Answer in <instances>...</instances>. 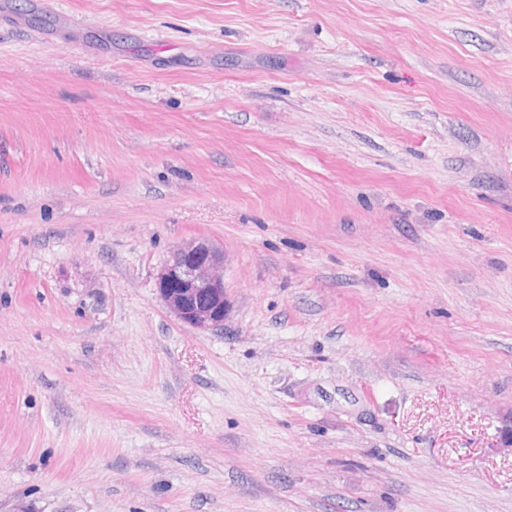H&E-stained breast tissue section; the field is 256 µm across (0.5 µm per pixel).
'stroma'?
<instances>
[{
    "instance_id": "35a3bbf8",
    "label": "stroma",
    "mask_w": 512,
    "mask_h": 512,
    "mask_svg": "<svg viewBox=\"0 0 512 512\" xmlns=\"http://www.w3.org/2000/svg\"><path fill=\"white\" fill-rule=\"evenodd\" d=\"M0 512H512V0H0ZM156 291L180 322L201 332L224 327V249L208 238L176 246L155 277Z\"/></svg>"
}]
</instances>
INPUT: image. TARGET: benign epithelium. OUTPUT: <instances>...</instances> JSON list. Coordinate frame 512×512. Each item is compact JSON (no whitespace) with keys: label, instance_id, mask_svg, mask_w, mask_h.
<instances>
[{"label":"benign epithelium","instance_id":"obj_1","mask_svg":"<svg viewBox=\"0 0 512 512\" xmlns=\"http://www.w3.org/2000/svg\"><path fill=\"white\" fill-rule=\"evenodd\" d=\"M156 291L180 322L201 332L224 328V249L208 238L176 246L155 277Z\"/></svg>","mask_w":512,"mask_h":512}]
</instances>
